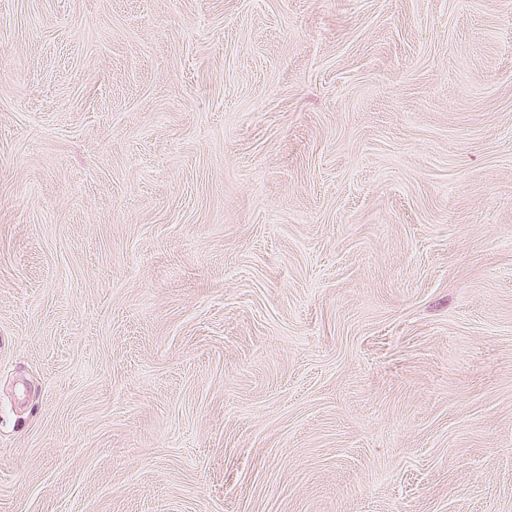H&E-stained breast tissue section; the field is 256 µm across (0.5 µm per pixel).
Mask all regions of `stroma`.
<instances>
[{
  "label": "stroma",
  "mask_w": 512,
  "mask_h": 512,
  "mask_svg": "<svg viewBox=\"0 0 512 512\" xmlns=\"http://www.w3.org/2000/svg\"><path fill=\"white\" fill-rule=\"evenodd\" d=\"M0 512H512V0H0Z\"/></svg>",
  "instance_id": "obj_1"
}]
</instances>
